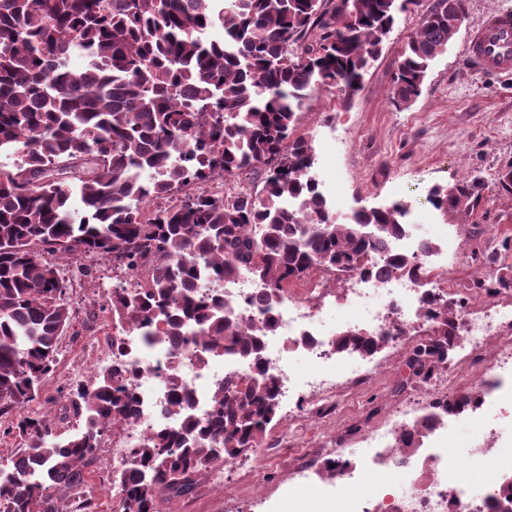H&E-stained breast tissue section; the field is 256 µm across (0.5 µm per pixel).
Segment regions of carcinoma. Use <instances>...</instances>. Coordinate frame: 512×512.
I'll return each mask as SVG.
<instances>
[{
	"label": "carcinoma",
	"mask_w": 512,
	"mask_h": 512,
	"mask_svg": "<svg viewBox=\"0 0 512 512\" xmlns=\"http://www.w3.org/2000/svg\"><path fill=\"white\" fill-rule=\"evenodd\" d=\"M416 0H0V416L24 439L18 471H0V512H59L57 487L71 512H98L85 469L103 433L132 418L137 402L125 368H102L63 395L85 429L59 438L26 410L52 372L74 311L71 280L46 262L49 252L76 264L110 259L126 272L112 319L146 343L164 336L192 343L198 363L218 347L252 373L212 394L213 412L194 417L192 391L177 361L169 369L176 429L129 451L119 477L121 512H159L168 491L193 489L201 471L254 448L279 408L264 373L263 336L274 330L281 290L313 267L421 278L414 258L373 254L404 232L407 204L358 208L340 219L313 176L312 138L296 134L308 92L360 90L398 13ZM465 0H436L401 50L393 99L420 96L431 63L448 50ZM222 30V37L212 35ZM86 64L72 69V56ZM263 174L260 192L182 194L191 182ZM482 184L464 177L436 187L438 211L471 213ZM247 272L261 285L267 319L254 329L224 316V298L202 297L213 275ZM512 287L504 265L472 290ZM432 334L409 356L427 381L448 366L459 309L424 300ZM388 334L342 333L338 349L367 356Z\"/></svg>",
	"instance_id": "obj_1"
}]
</instances>
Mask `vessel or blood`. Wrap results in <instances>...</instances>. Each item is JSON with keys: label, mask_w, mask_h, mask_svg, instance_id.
Instances as JSON below:
<instances>
[{"label": "vessel or blood", "mask_w": 512, "mask_h": 512, "mask_svg": "<svg viewBox=\"0 0 512 512\" xmlns=\"http://www.w3.org/2000/svg\"><path fill=\"white\" fill-rule=\"evenodd\" d=\"M468 56L480 68L505 71L512 68V11L486 15L472 33Z\"/></svg>", "instance_id": "b4317fda"}]
</instances>
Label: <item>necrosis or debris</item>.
Listing matches in <instances>:
<instances>
[{
	"instance_id": "obj_1",
	"label": "necrosis or debris",
	"mask_w": 512,
	"mask_h": 512,
	"mask_svg": "<svg viewBox=\"0 0 512 512\" xmlns=\"http://www.w3.org/2000/svg\"><path fill=\"white\" fill-rule=\"evenodd\" d=\"M339 283L344 303L353 312V327L362 332L380 334L390 321L403 326L423 324V300H455L456 294L446 279L423 283L408 276L382 275L367 278L356 273L336 276L314 271L300 287L284 290L277 307L276 330L264 338V361L274 377L280 396L294 389L314 390L338 376L360 377L365 371L364 357L358 351H338L336 337L323 325L321 311L332 298L331 283ZM224 298L233 318L255 324L265 321V311L257 302L258 284L248 273H241L223 287ZM465 331L476 343L499 336L503 326L512 327V302L490 310L477 308L475 301L464 306ZM301 353L314 370L304 376H294L290 357ZM174 349L162 343L154 349L139 346L138 336L128 338V350L113 354V361L125 362L137 395L136 414L124 428L123 435L113 440V457L126 456L150 434L172 427L168 406L167 365ZM212 363L199 368L194 358H183L180 378L194 395V412L207 417L211 396L218 383L244 378L248 365L235 353L225 350L211 352ZM467 402L458 410L437 409L436 417L427 421L420 455L412 456L397 448L386 433L374 431L366 447L339 448L332 453L336 462V494L343 497L346 512H500L503 504L512 500V485L504 480L512 472V454L505 446L512 445V427L495 430L493 439H479L466 452L457 454V462L484 459L488 472L480 491L469 485L449 487L448 446L456 424L465 417H508L512 414V354L489 365L478 379L464 391ZM359 457L375 467L406 471L421 466L427 475L425 489L415 495L398 496L378 488L368 495H347L348 487L358 482L357 470L351 469V458Z\"/></svg>"
}]
</instances>
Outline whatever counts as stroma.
Listing matches in <instances>:
<instances>
[{"instance_id":"1","label":"stroma","mask_w":512,"mask_h":512,"mask_svg":"<svg viewBox=\"0 0 512 512\" xmlns=\"http://www.w3.org/2000/svg\"><path fill=\"white\" fill-rule=\"evenodd\" d=\"M435 2L418 0L397 15L352 100H344L334 88L313 91L298 131L313 137L314 172L339 216L401 198L411 205L409 221L420 237L434 239L439 225H454L459 253L452 277L464 288L488 278L500 265L512 264V251L494 250L495 241L512 238V194L497 185L500 167L512 161V71L485 73L465 58L471 31L489 12L512 9V0H467L459 32L433 62L420 96L410 106L396 105L392 79L399 53ZM470 175L480 178L484 191V201L473 213L445 214L427 202L433 186ZM119 277L112 262L102 259L92 276L74 278L67 293L74 320L61 338L53 372L30 405L62 435L85 425L75 417L60 422L62 391L73 381H90L97 354L122 333L103 295ZM411 349L408 342L384 347L371 357L365 381L341 383L323 398H304L292 416L273 420L260 447L234 460L224 487L199 478L190 492L164 496L160 512H227L228 496L237 512H246L259 495L265 512H344V501L325 485L326 451L361 447L397 408L436 391L435 381L411 376ZM111 440V434H104L86 469L98 512H113L119 503L112 486ZM297 485L300 496L289 500Z\"/></svg>"}]
</instances>
